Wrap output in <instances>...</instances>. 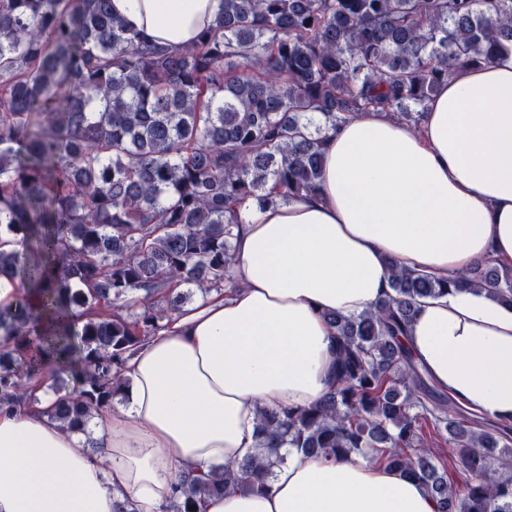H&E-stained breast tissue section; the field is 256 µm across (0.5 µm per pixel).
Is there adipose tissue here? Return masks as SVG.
<instances>
[{"label": "adipose tissue", "instance_id": "adipose-tissue-1", "mask_svg": "<svg viewBox=\"0 0 512 512\" xmlns=\"http://www.w3.org/2000/svg\"><path fill=\"white\" fill-rule=\"evenodd\" d=\"M153 42L181 48L220 0H111ZM235 290L183 309L128 359L121 402L87 433L52 417L43 375L0 412V512H137L174 502L177 475L254 453L257 410L308 405L336 362L327 313L358 316L389 290L391 264L445 277L512 265V49L456 69L421 129L366 112L324 152L321 190L245 212ZM405 344L433 381L491 420L512 417V305L473 287L422 300ZM101 448L91 452L88 438ZM201 512H436L425 489L367 457L292 452L265 492L229 490Z\"/></svg>", "mask_w": 512, "mask_h": 512}]
</instances>
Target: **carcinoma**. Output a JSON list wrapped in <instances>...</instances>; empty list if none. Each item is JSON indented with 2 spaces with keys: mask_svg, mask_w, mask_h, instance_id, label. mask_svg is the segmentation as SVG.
Listing matches in <instances>:
<instances>
[{
  "mask_svg": "<svg viewBox=\"0 0 512 512\" xmlns=\"http://www.w3.org/2000/svg\"><path fill=\"white\" fill-rule=\"evenodd\" d=\"M509 45L512 0H222L176 50L118 21L111 0H0V227L32 244L0 251V275L26 280L56 322L33 336L26 301L0 308V409L22 403L23 378L47 361L74 360L80 386L53 416L84 429L119 395L128 358L181 312L182 289L235 287L244 205L317 194L329 133L372 110L417 128L454 69ZM461 285L512 304V268L489 258L446 279L394 265L372 308L328 314V392L259 410L263 452L178 478L167 512L268 489L284 446L370 456L418 480L439 512H512V476L495 477L512 426L466 416L403 342L420 300ZM426 426L472 475L464 487ZM432 448H435L434 451L437 456H439L438 459L440 462L447 466L448 479L455 485L462 487L465 484V481L470 479V475L451 461L450 455L453 453L451 445H448V442L441 440L440 443L434 444Z\"/></svg>",
  "mask_w": 512,
  "mask_h": 512,
  "instance_id": "carcinoma-1",
  "label": "carcinoma"
}]
</instances>
